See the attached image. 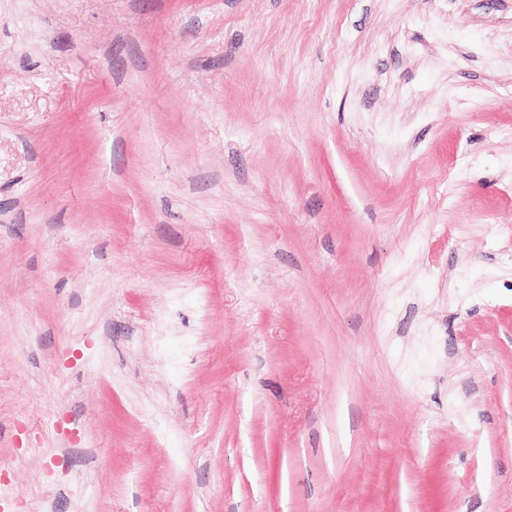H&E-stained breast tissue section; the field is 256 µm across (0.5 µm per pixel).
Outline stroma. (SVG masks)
I'll use <instances>...</instances> for the list:
<instances>
[{"mask_svg": "<svg viewBox=\"0 0 512 512\" xmlns=\"http://www.w3.org/2000/svg\"><path fill=\"white\" fill-rule=\"evenodd\" d=\"M0 512H512V0H0Z\"/></svg>", "mask_w": 512, "mask_h": 512, "instance_id": "35a3bbf8", "label": "stroma"}]
</instances>
